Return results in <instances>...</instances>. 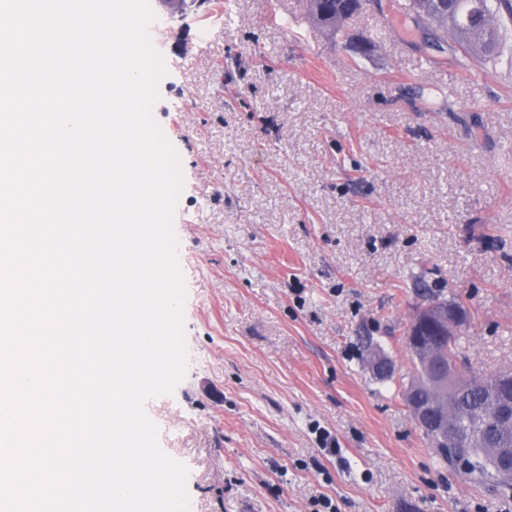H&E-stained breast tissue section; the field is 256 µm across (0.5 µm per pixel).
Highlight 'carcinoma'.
<instances>
[{
    "instance_id": "cac0c4a2",
    "label": "carcinoma",
    "mask_w": 512,
    "mask_h": 512,
    "mask_svg": "<svg viewBox=\"0 0 512 512\" xmlns=\"http://www.w3.org/2000/svg\"><path fill=\"white\" fill-rule=\"evenodd\" d=\"M360 0H307L309 15L315 26L335 36L344 29L347 14L353 12ZM456 0H402L399 11L415 15L427 23L437 41L456 43L451 48L455 61L477 55L485 59L499 56L500 22L512 20V0H480L481 22L467 25L456 11ZM445 351L448 369L458 373L459 385L451 396V412L463 427L462 447L437 448L439 458L455 468L462 466L463 473L476 484L507 493L512 491V471L500 464L501 451L512 450V426L498 429L492 434L487 429L484 415L486 401L492 390L499 388L502 377L512 371H499L481 376L462 370L459 336L436 340Z\"/></svg>"
}]
</instances>
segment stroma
<instances>
[{"instance_id":"1","label":"stroma","mask_w":512,"mask_h":512,"mask_svg":"<svg viewBox=\"0 0 512 512\" xmlns=\"http://www.w3.org/2000/svg\"><path fill=\"white\" fill-rule=\"evenodd\" d=\"M224 3L170 21L151 0L188 368L146 412L193 512H512L438 458L397 382L420 277L467 308L466 369L512 370V22L496 61L450 65L398 0L347 20L364 53L306 0Z\"/></svg>"}]
</instances>
